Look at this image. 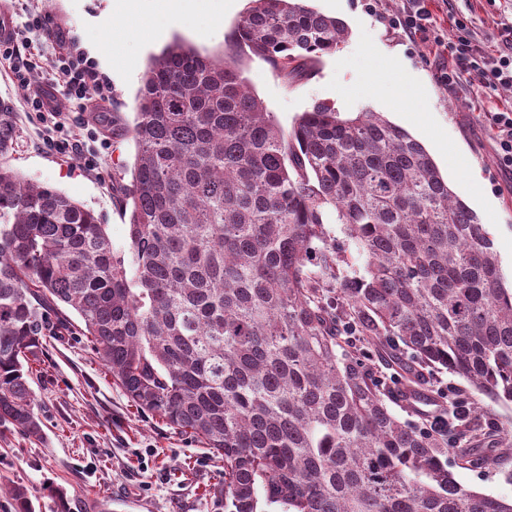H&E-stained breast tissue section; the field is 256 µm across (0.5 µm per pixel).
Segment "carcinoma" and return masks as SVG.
Instances as JSON below:
<instances>
[{
  "label": "carcinoma",
  "instance_id": "carcinoma-1",
  "mask_svg": "<svg viewBox=\"0 0 512 512\" xmlns=\"http://www.w3.org/2000/svg\"><path fill=\"white\" fill-rule=\"evenodd\" d=\"M237 33L293 83L347 27L251 0ZM135 110L127 254L93 210L0 164V433L42 438L26 365L75 332L136 408L224 460L228 512H512L461 486L448 428L398 417L359 359L370 347L414 401L436 366L512 403V287L423 145L325 103L285 136L235 65L181 42L152 57ZM16 140L0 107V157ZM327 205L358 276L340 273ZM10 496L35 512L28 488ZM324 225L330 234V242L336 246V250L345 258L347 265L343 268L353 275L351 269H357L360 274L363 272V259L359 257L354 245L344 233L342 224H337L336 211L327 207L324 211Z\"/></svg>",
  "mask_w": 512,
  "mask_h": 512
}]
</instances>
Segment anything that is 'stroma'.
Masks as SVG:
<instances>
[{
    "label": "stroma",
    "mask_w": 512,
    "mask_h": 512,
    "mask_svg": "<svg viewBox=\"0 0 512 512\" xmlns=\"http://www.w3.org/2000/svg\"><path fill=\"white\" fill-rule=\"evenodd\" d=\"M308 7L342 20L346 40L325 55L314 73L300 81L284 80L272 64L249 50L238 52L247 82L283 133L314 104H333L342 116L381 113L420 141L449 187L485 224L506 279H512V169L501 166L496 143L481 115L512 102V88L494 90L469 79L456 90L438 83L436 69L448 52L391 29L382 17L396 13L401 0H306ZM108 0H0L12 22L25 21L31 8L50 18L53 35L86 48L96 32L91 23ZM443 34L455 33L454 21L465 16L473 36L495 49L498 23L512 22V0H426ZM249 0H226L223 13L203 30L172 22L147 34L115 18L95 63L112 86L103 109H64L65 131L83 132L84 120L96 121L107 142L95 170L81 160L48 150L42 143L38 113L29 96L44 89L56 48L42 47L40 67L29 86H19L0 65V103L17 117L18 141L9 165L27 180L44 183L92 209L106 226L112 247L128 252L129 218L122 211L124 192L133 180L137 152L131 134L135 100L150 58L174 40L202 55L221 58L236 44V27ZM460 149L458 165L448 162L449 145ZM30 386L42 440L14 433L0 439V512H13L6 487L30 489L36 512H51L52 491L64 489L71 512H96L107 501L112 512H225L224 462L191 438L178 435L151 414L131 406L102 363L80 339L47 337L32 357ZM424 391L455 393L474 412L468 424L478 438L460 440L490 457L473 469L449 455L448 469L464 488L512 498V405L480 399L462 378L429 368Z\"/></svg>",
    "instance_id": "obj_1"
}]
</instances>
